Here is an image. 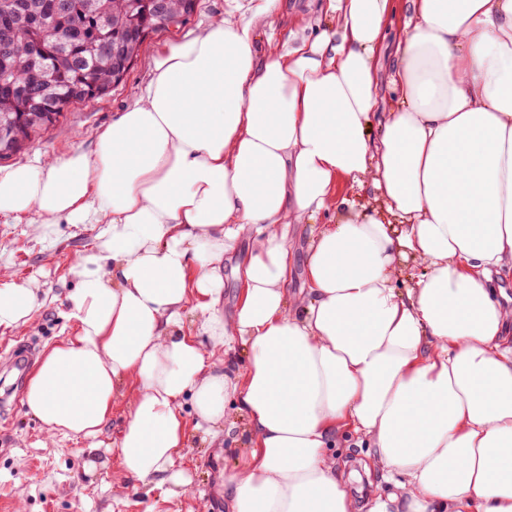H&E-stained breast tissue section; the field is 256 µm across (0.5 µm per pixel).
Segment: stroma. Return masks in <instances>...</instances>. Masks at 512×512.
Masks as SVG:
<instances>
[{
    "label": "stroma",
    "mask_w": 512,
    "mask_h": 512,
    "mask_svg": "<svg viewBox=\"0 0 512 512\" xmlns=\"http://www.w3.org/2000/svg\"><path fill=\"white\" fill-rule=\"evenodd\" d=\"M248 7L249 0H197L195 12L179 29L158 33L146 41L124 80L109 96L70 107L60 123L12 157V164L75 150L93 151L92 132L111 124L131 103L134 92L151 79L152 60L159 48L199 35L224 14L242 18ZM332 22L328 0H281L270 25L261 29L259 43L264 51L280 52L313 39ZM318 230L315 224L292 227L289 295H298L303 286L305 248ZM96 231L93 224H56L50 237L41 240L27 225L0 218V268H8L19 280L36 279L42 302L28 326L0 332V366L13 347L30 346L38 360L72 335L66 301L71 285L65 276ZM25 386V381H18L13 397L0 403V512H227L217 491V477L246 452L242 429H233L223 445L213 444L194 430L195 412L191 402H184V418L190 426L183 463L188 484L178 498L165 501L150 484L126 479L111 450L127 420L124 403L113 405L104 445L91 454L82 438L49 437L45 426L23 403ZM338 451L349 475V495L357 500L372 494L374 486L382 482V472L364 471L366 449L343 441Z\"/></svg>",
    "instance_id": "35a3bbf8"
}]
</instances>
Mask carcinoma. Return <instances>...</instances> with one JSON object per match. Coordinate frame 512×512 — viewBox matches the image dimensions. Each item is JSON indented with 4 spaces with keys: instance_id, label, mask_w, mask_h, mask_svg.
<instances>
[{
    "instance_id": "1",
    "label": "carcinoma",
    "mask_w": 512,
    "mask_h": 512,
    "mask_svg": "<svg viewBox=\"0 0 512 512\" xmlns=\"http://www.w3.org/2000/svg\"><path fill=\"white\" fill-rule=\"evenodd\" d=\"M129 4L130 0H96L99 11L110 19L109 25L103 29L86 25L77 9L68 16L49 13L45 19H37L32 23L21 20L16 24L10 42L0 44V57L7 56L11 63V76L16 83L43 84L46 95L62 100L61 107L54 111V116L58 117L72 104L108 96V93L90 86L83 79L85 64L91 57L101 52L105 54L97 73V79L105 83L111 76L112 46L137 42L141 29L154 30L157 18L143 13L136 16L129 11ZM47 24L69 30L71 43L65 50L64 58L56 62L45 58L43 62L37 63L31 56L33 43H42L48 51L52 49L50 37L45 32ZM33 111L35 107L26 102L0 97V113H9L15 136V142L8 151L21 150L24 142L47 124L45 120L34 122L30 117Z\"/></svg>"
}]
</instances>
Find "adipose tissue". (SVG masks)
Masks as SVG:
<instances>
[{"label": "adipose tissue", "mask_w": 512, "mask_h": 512, "mask_svg": "<svg viewBox=\"0 0 512 512\" xmlns=\"http://www.w3.org/2000/svg\"><path fill=\"white\" fill-rule=\"evenodd\" d=\"M329 6L335 29L283 54L257 48L279 0L217 19L158 50L93 152L0 167V216L40 239L99 227L68 269L74 334L25 405L93 453L127 399L123 473L169 499L187 483L188 396L212 440L228 403L246 420L249 450L219 476L230 512H355L332 452L348 435L392 485L366 512H512V297L492 286L512 277V0H406L385 112L395 0ZM344 180L398 225L335 196ZM322 214L288 299L287 229ZM243 237L227 319L221 263ZM409 258L424 272L400 291ZM40 306L35 280L0 270V329ZM404 20V12L398 5L396 13L389 23L388 39L380 52L381 95L384 99V107L381 108L380 111L383 112L386 111V106L393 97V92L387 85L386 74L394 61V46L403 35Z\"/></svg>", "instance_id": "ef3b65f1"}]
</instances>
